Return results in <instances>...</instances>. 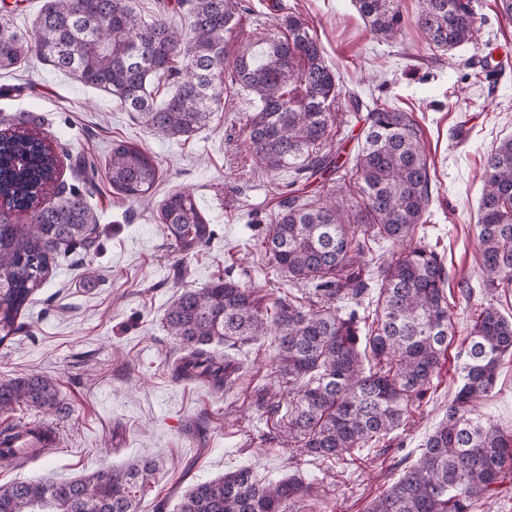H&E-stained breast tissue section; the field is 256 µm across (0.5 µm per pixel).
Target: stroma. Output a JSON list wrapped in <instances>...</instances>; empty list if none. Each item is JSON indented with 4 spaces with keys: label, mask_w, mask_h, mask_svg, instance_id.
I'll use <instances>...</instances> for the list:
<instances>
[{
    "label": "stroma",
    "mask_w": 512,
    "mask_h": 512,
    "mask_svg": "<svg viewBox=\"0 0 512 512\" xmlns=\"http://www.w3.org/2000/svg\"><path fill=\"white\" fill-rule=\"evenodd\" d=\"M472 2L477 42L442 54L418 32L419 0H399L404 36L396 41L375 38L352 0H245L244 23L256 37L275 35L276 16L296 14L316 30L347 90L365 104L412 113L435 171L423 242L452 273L456 336L407 425L380 448L363 449L358 467L295 460L283 413L258 407L256 387H283L272 341L229 348L241 366L230 389L171 376L180 351L164 317L179 288H201L226 273L257 291L269 308L300 292L260 246L292 174L266 172L254 162L244 142L252 97L227 100L189 139L162 141L115 102L40 62L0 71V117L22 111L46 117L48 140L63 158L64 183L75 181L66 154L101 160L113 140H126L151 152L164 170L155 200L192 191L217 231L208 245L181 259L167 248L152 208L114 194L106 171H99L91 205L100 216L101 253L63 262L28 308L25 330L0 346V378L30 372L55 378L69 414L55 421L59 444L25 467L0 468V484L68 479L151 458L159 469L139 512H174L191 484L240 467L263 483L300 472L324 495L302 512H322L327 504L337 512H365L370 499L420 456L458 389L456 355L470 314L487 302L477 261L481 173L492 145L512 137V18L500 13L497 0ZM478 410L512 431V357L502 361Z\"/></svg>",
    "instance_id": "obj_1"
}]
</instances>
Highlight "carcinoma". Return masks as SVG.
<instances>
[{
  "instance_id": "1",
  "label": "carcinoma",
  "mask_w": 512,
  "mask_h": 512,
  "mask_svg": "<svg viewBox=\"0 0 512 512\" xmlns=\"http://www.w3.org/2000/svg\"><path fill=\"white\" fill-rule=\"evenodd\" d=\"M185 25L158 10L145 17L132 0H43L32 29L20 31L0 6V70L35 59L85 84L131 112L165 139H188L224 111V95L245 91L256 103L246 142L267 172L292 169L308 191L283 193L269 225L266 254L288 281L306 292L274 312L256 291L218 275L204 288H185L165 316L182 354L171 365L178 380L215 390L236 381L237 367L219 348L271 334L278 371L288 383V438L302 456L338 463L374 448L404 425L429 391L455 325L440 256L416 239L433 202L432 174L422 134L411 115L373 103L364 139L349 171L333 152L340 135L342 84L309 24L286 14L280 35L256 39L242 24L241 0H187ZM370 32L393 41L402 34L397 0H354ZM417 28L426 44L449 51L475 39L471 0H422ZM167 96L157 100L160 84ZM0 130V345L23 331L39 289L60 257L96 245L99 218L89 203L97 163L78 153L77 183L59 184L60 161L43 135L44 117L18 112ZM112 190L132 202L148 198L162 177L155 156L112 142L105 160ZM478 208L480 287L512 285V137L486 156ZM167 248L186 258L214 236L189 191L158 205ZM397 246L371 257V243ZM377 289L375 318L360 303ZM370 351L364 360L360 343ZM512 353V320L493 304L475 311L461 344V383L445 418L413 465L377 494L367 512H474L512 484V432L478 413ZM64 412L57 382L32 373L0 379V465L20 466L12 448L21 408ZM154 460H137L69 480L21 478L0 485V512H138ZM318 487L293 474L257 481L248 467L190 486L178 512H294L318 499Z\"/></svg>"
}]
</instances>
